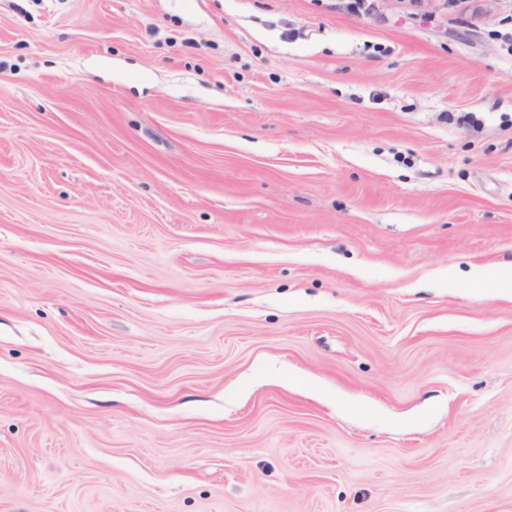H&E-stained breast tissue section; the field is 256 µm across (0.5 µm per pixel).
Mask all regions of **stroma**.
Returning a JSON list of instances; mask_svg holds the SVG:
<instances>
[{"instance_id": "1", "label": "stroma", "mask_w": 512, "mask_h": 512, "mask_svg": "<svg viewBox=\"0 0 512 512\" xmlns=\"http://www.w3.org/2000/svg\"><path fill=\"white\" fill-rule=\"evenodd\" d=\"M421 2L0 0V512H512V0ZM492 279H496L498 288H501L497 296L504 300H512V263L499 264L492 269L476 266L470 271V280L476 283L484 285L485 281L490 282Z\"/></svg>"}]
</instances>
